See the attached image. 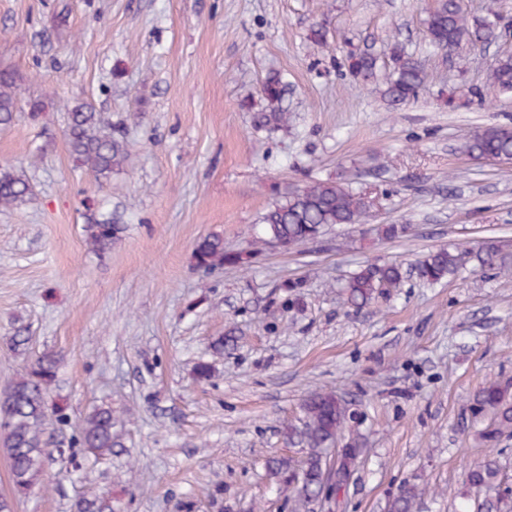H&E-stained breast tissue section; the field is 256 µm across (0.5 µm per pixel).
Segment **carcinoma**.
<instances>
[{"instance_id":"cac0c4a2","label":"carcinoma","mask_w":512,"mask_h":512,"mask_svg":"<svg viewBox=\"0 0 512 512\" xmlns=\"http://www.w3.org/2000/svg\"><path fill=\"white\" fill-rule=\"evenodd\" d=\"M427 37L437 50L458 49L464 43L489 44L500 36L497 21L478 19L470 24L456 0H435L427 18ZM393 69L387 75L383 96L392 104L415 98L425 85L427 75L419 62L403 50L393 55ZM349 70L371 77L378 59L367 52L347 58ZM488 88L499 93L512 92V55L498 57L487 80ZM21 94V78L13 71L0 70V125L13 119ZM267 108L258 116L262 128L276 130L288 126V113L281 108L284 84L277 76L269 77L260 88ZM65 136L76 162L101 182L110 180L112 172L123 167L132 156L133 146L121 131L101 124L94 106L85 102L68 110ZM474 160L512 158V128L488 126L476 133L466 145ZM33 186L22 170L0 164V208L11 209L27 201ZM370 217L366 194L331 180H313L275 200L262 215L251 248L235 251L224 248V237L210 234L198 240L193 249L196 267L208 272L217 268L245 270L254 256L278 242L285 251L315 242L328 226L364 224ZM86 243L96 255L112 251L124 226L112 218L96 219L84 226ZM470 266L479 270L512 272V253L502 241L489 237L478 246L466 244L439 248L417 262L418 275L436 284ZM404 272L396 263H367L349 275L343 285L346 303L354 308L370 304L377 297L401 286ZM61 358L44 353L32 361L19 379L0 391V450L10 461L14 489L19 493L43 483L46 477L48 449L43 441L47 421V400L57 377ZM470 413L480 425L478 438L489 446L504 436H512V378L494 379L479 388L470 403ZM350 414L347 404L332 391L310 394L301 405L298 423L289 424L284 436L288 444L301 448L304 467L298 469L289 460L268 463L272 473L293 489L292 512H311L315 494L322 485L324 454L342 438ZM123 423L112 407L102 405L89 412L79 431L77 444L101 462L121 446ZM499 467L488 459L464 473L467 492L484 495V502L496 503L500 512H512V502L502 494ZM423 489L414 484L401 486L389 500L388 512H413ZM76 512H112V496L103 493L93 499H80Z\"/></svg>"}]
</instances>
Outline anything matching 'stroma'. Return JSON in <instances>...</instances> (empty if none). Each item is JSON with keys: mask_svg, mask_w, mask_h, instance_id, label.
<instances>
[{"mask_svg": "<svg viewBox=\"0 0 512 512\" xmlns=\"http://www.w3.org/2000/svg\"><path fill=\"white\" fill-rule=\"evenodd\" d=\"M433 0H0V70L22 78L0 164L24 169L26 204L0 210V390L37 356L62 362L49 405V447H70L95 405L125 422L109 462L15 492L0 451V495L13 512H75L102 490L114 512H291L290 490L265 462L301 456L283 432L303 399L326 390L350 407L347 434L364 453L336 512H385L404 483L424 486L413 512H458L466 466L496 458L512 488V436L489 447L469 403L512 377V275L468 272L430 286L428 251L495 237L512 244V163L476 162L463 144L482 127H512V97L487 75L512 54L497 42L447 54L429 48ZM327 42L311 38L313 26ZM428 75L414 100L389 107L383 78L352 74L350 54L394 47ZM287 84L286 129L259 128L262 83ZM44 101L39 118L31 105ZM93 103L135 150L101 183L64 135V106ZM363 188L364 224L328 227L318 242L264 252L245 271L196 269L209 234L249 247L274 201L316 179ZM110 213L121 241L100 257L83 226ZM407 224V238H378ZM401 264L402 288L356 309L340 283L360 262ZM305 288L286 305L283 281ZM24 331L28 342L15 349ZM223 354L210 346L227 331ZM214 365L200 382V356Z\"/></svg>", "mask_w": 512, "mask_h": 512, "instance_id": "1", "label": "stroma"}]
</instances>
